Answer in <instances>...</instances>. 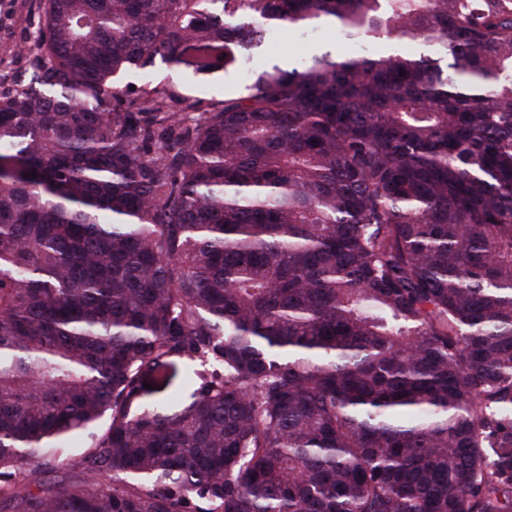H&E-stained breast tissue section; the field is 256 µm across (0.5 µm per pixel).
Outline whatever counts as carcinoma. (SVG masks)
<instances>
[{
    "mask_svg": "<svg viewBox=\"0 0 512 512\" xmlns=\"http://www.w3.org/2000/svg\"><path fill=\"white\" fill-rule=\"evenodd\" d=\"M41 2L0 91V512H512V0ZM284 25L436 52L201 112L113 82Z\"/></svg>",
    "mask_w": 512,
    "mask_h": 512,
    "instance_id": "carcinoma-1",
    "label": "carcinoma"
}]
</instances>
